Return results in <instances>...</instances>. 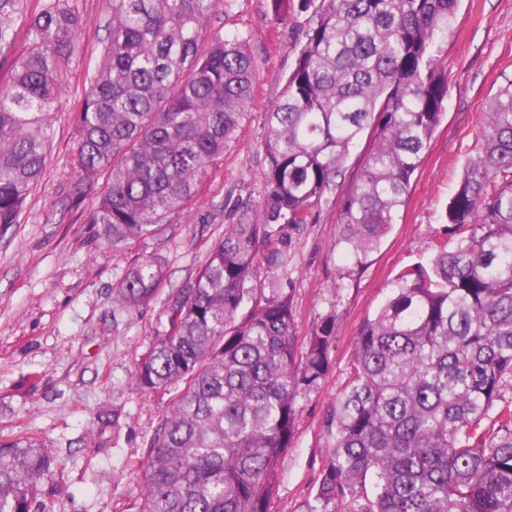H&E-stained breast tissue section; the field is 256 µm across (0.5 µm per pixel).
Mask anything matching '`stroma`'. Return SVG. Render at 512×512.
<instances>
[{
  "label": "stroma",
  "mask_w": 512,
  "mask_h": 512,
  "mask_svg": "<svg viewBox=\"0 0 512 512\" xmlns=\"http://www.w3.org/2000/svg\"><path fill=\"white\" fill-rule=\"evenodd\" d=\"M84 18L70 84L56 115L46 169L19 223L0 228V441L43 440L55 459L34 489L43 512H136L152 435L176 391L143 393L137 362L169 330L162 303L130 310L114 301L125 271L142 256L165 260L164 293L205 262L224 227L246 219L264 193L260 173L268 112L279 100L307 23L278 16L271 0H232L215 29L243 34L258 74L237 138L184 213L155 236L112 250L85 218L100 184L71 192L79 108L109 15L103 0H72ZM448 100L443 121L416 171L397 224L363 269L343 268L336 203L289 231L279 267L260 264L262 282L290 296L298 349L328 316L336 318L329 369L298 399L294 437L279 469L271 512H302L332 450L326 417L346 386L363 321L384 302L396 275L426 261L455 237L442 213L464 163L479 147L488 103L512 84V0H461L444 48Z\"/></svg>",
  "instance_id": "stroma-1"
}]
</instances>
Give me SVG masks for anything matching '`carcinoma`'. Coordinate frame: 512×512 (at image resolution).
Instances as JSON below:
<instances>
[{"label": "carcinoma", "mask_w": 512, "mask_h": 512, "mask_svg": "<svg viewBox=\"0 0 512 512\" xmlns=\"http://www.w3.org/2000/svg\"><path fill=\"white\" fill-rule=\"evenodd\" d=\"M27 4L0 0V62L13 72L0 88V227L19 223L46 168L83 26L70 0L34 14ZM106 4L71 164L76 194L105 178L86 223L120 249L186 210L236 140L257 66L245 37L207 29L228 0ZM272 6L309 18L269 112L264 195L257 216L225 225L198 273L165 299L170 329L135 368L145 393L185 383L151 438L138 512H270L298 398L328 371L336 318L298 352L290 297L264 294L258 260L283 261L285 230L310 223L338 189L343 255L363 269L445 115L443 52L459 0ZM444 221L463 236L406 267L359 329L327 419L333 448L304 512H512V83L484 113ZM162 281L161 259L145 256L116 300L147 305ZM53 463L37 438L1 441L0 512H33V487Z\"/></svg>", "instance_id": "carcinoma-1"}]
</instances>
